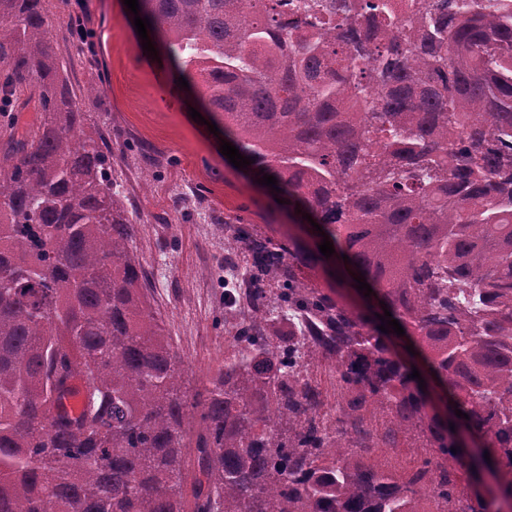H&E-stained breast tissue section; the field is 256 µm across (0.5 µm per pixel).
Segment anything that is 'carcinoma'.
<instances>
[{
  "mask_svg": "<svg viewBox=\"0 0 512 512\" xmlns=\"http://www.w3.org/2000/svg\"><path fill=\"white\" fill-rule=\"evenodd\" d=\"M46 2L0 0V105L37 112L0 147V512H418L423 491L512 512V0H138L227 141L381 302L361 313L315 283L323 237L245 224L228 253L255 317L194 392ZM386 309L469 418L410 377ZM321 357L333 420L304 375ZM411 431L406 473L365 460Z\"/></svg>",
  "mask_w": 512,
  "mask_h": 512,
  "instance_id": "obj_1",
  "label": "carcinoma"
}]
</instances>
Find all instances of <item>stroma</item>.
I'll list each match as a JSON object with an SVG mask.
<instances>
[{
  "label": "stroma",
  "mask_w": 512,
  "mask_h": 512,
  "mask_svg": "<svg viewBox=\"0 0 512 512\" xmlns=\"http://www.w3.org/2000/svg\"><path fill=\"white\" fill-rule=\"evenodd\" d=\"M48 8L72 90L103 88L102 97H81L79 104L137 217L133 246L182 382L197 389L234 349L224 295L243 264L228 260L225 222L276 236L292 218L254 173L229 163L220 136L192 119L194 93L180 86L167 57L140 49L124 0H68L63 8L50 0ZM82 11L93 32L87 42L69 34Z\"/></svg>",
  "instance_id": "stroma-1"
}]
</instances>
